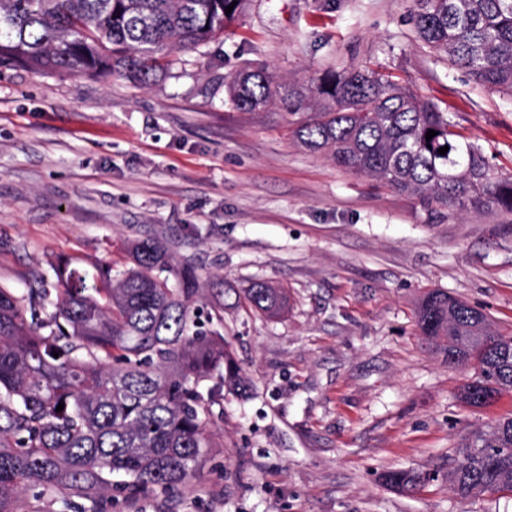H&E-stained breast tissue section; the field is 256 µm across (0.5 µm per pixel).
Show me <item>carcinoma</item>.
Returning a JSON list of instances; mask_svg holds the SVG:
<instances>
[{
	"mask_svg": "<svg viewBox=\"0 0 512 512\" xmlns=\"http://www.w3.org/2000/svg\"><path fill=\"white\" fill-rule=\"evenodd\" d=\"M247 2L0 0V67L147 82L164 73L173 54L223 34ZM416 4V32L428 48L478 84L512 92V0ZM226 91L239 111L287 107L303 147L398 192L448 208L512 213V177L495 172L448 113L389 75L330 70L286 87L274 84L267 65L250 63ZM429 130L437 135L428 141ZM129 258L117 269L49 262L51 325L39 315L46 289L18 298L0 288V512H17L22 490L106 502L114 491L176 493L199 477L216 447L208 424L217 397L248 390L215 340L219 332L203 330L196 308L203 288L192 264H175L154 238L132 242ZM243 302L275 317L286 310L288 293L258 282ZM417 325L449 362L472 372L461 393L468 406L489 407L512 392V336L497 334L479 310L432 291L418 305ZM205 382L212 386L202 392ZM438 479L463 500L512 492V413L465 434L446 473L436 467L384 475L407 493Z\"/></svg>",
	"mask_w": 512,
	"mask_h": 512,
	"instance_id": "cac0c4a2",
	"label": "carcinoma"
}]
</instances>
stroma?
Returning a JSON list of instances; mask_svg holds the SVG:
<instances>
[{"label": "stroma", "mask_w": 512, "mask_h": 512, "mask_svg": "<svg viewBox=\"0 0 512 512\" xmlns=\"http://www.w3.org/2000/svg\"><path fill=\"white\" fill-rule=\"evenodd\" d=\"M415 0H249L223 37L144 84L18 65L0 70V288L25 295L50 260L117 266L161 239L223 307L201 314L252 386L225 394L199 479L178 493L18 512H512V493L460 499L442 481L406 494L385 471L447 466L465 430L512 394L465 406L468 372L431 350L417 307L441 290L512 333V215L428 205L293 139L287 111L241 112L226 81L247 62L281 80L370 68L447 112L512 175V94L475 83L417 38ZM288 291L268 318L236 305L255 282Z\"/></svg>", "instance_id": "35a3bbf8"}]
</instances>
